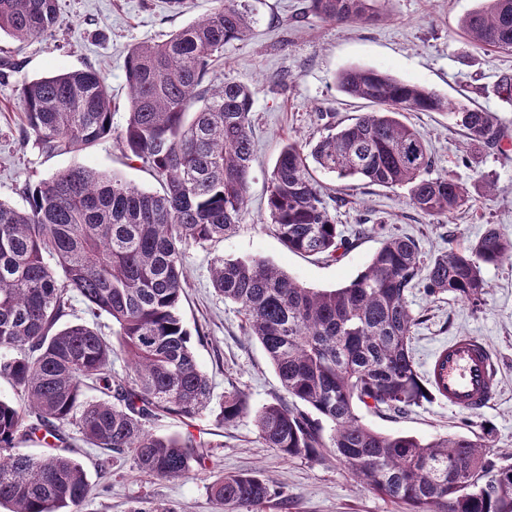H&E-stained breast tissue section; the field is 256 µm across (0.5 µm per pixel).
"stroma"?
<instances>
[{"label":"stroma","instance_id":"obj_1","mask_svg":"<svg viewBox=\"0 0 512 512\" xmlns=\"http://www.w3.org/2000/svg\"><path fill=\"white\" fill-rule=\"evenodd\" d=\"M62 26L55 36L24 41L0 35V58L17 61L19 70L0 79V201L23 209L25 182H38L75 166L117 175L139 188L160 185L141 163L126 158L118 134L128 111L125 59L142 42H158L209 14L215 0H187L183 13H169L163 0H58ZM253 23L246 40L225 45L217 63L225 78L254 92L251 134L254 160L245 213L224 241L191 248L188 287L181 315L189 331L204 341L192 348L219 404L226 393L241 392L248 416L217 426L212 413L185 425L176 418L157 421L160 435L202 434L214 442L210 476L262 474L273 495L259 512H403L394 502L358 484L341 466L305 457L291 460L263 447L252 414L283 399L278 377L257 340L247 338L236 304L214 292L210 261L260 256L305 286L331 289L365 270L388 235L407 236L423 256L478 239L487 225L512 238V101L499 90L502 76H512V52H495L471 42L458 29L460 18L479 0H381L380 20L337 24L307 13L309 0H247ZM99 68L112 95L113 137L93 149L45 158L22 145L18 106L22 81L62 72ZM348 67H374L398 79L425 86L449 103L470 104L497 115L508 138L505 149L467 146L463 130L444 112H407L403 122L424 137L433 159L432 176L453 175L470 193L466 207L448 218L414 208L406 188L377 186L363 179H338L315 169L314 177L330 211L352 247L332 261L321 255L289 251L279 239L267 209V186L282 147L291 141L316 142L328 126L347 125L370 111L368 102L344 94L337 73ZM499 191L486 197L485 180ZM487 290L474 306L455 295L429 294L416 284L407 297L417 319L409 344L419 373H426L436 349L456 336L483 340L499 366V389L481 412L452 410L429 398L394 416L358 407L365 424L384 433H406L429 440L467 434L489 426L491 451L512 458V260L483 268ZM74 449L94 494L81 512H129L150 496L175 504L180 512H216L208 478L159 481L140 472L131 458L103 467L104 452L83 443Z\"/></svg>","mask_w":512,"mask_h":512}]
</instances>
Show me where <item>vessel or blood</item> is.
I'll return each instance as SVG.
<instances>
[{
	"label": "vessel or blood",
	"instance_id": "vessel-or-blood-1",
	"mask_svg": "<svg viewBox=\"0 0 512 512\" xmlns=\"http://www.w3.org/2000/svg\"><path fill=\"white\" fill-rule=\"evenodd\" d=\"M427 378L449 407L477 412L495 396L498 368L489 347L473 336H457L434 354Z\"/></svg>",
	"mask_w": 512,
	"mask_h": 512
}]
</instances>
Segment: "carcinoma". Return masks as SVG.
Instances as JSON below:
<instances>
[{
    "label": "carcinoma",
    "mask_w": 512,
    "mask_h": 512,
    "mask_svg": "<svg viewBox=\"0 0 512 512\" xmlns=\"http://www.w3.org/2000/svg\"><path fill=\"white\" fill-rule=\"evenodd\" d=\"M374 2L310 0L308 11L366 23L380 17ZM59 26L57 0H0V33L25 40ZM250 27L245 0H217L205 18L128 53L121 144L162 194L72 167L24 183L23 211L0 202V375L20 397L0 398V507L8 512H79L90 498L70 429L115 459L130 456L157 480L207 471L211 443L191 432L161 436L152 424L168 416L190 423L210 407L212 386L180 303L189 249L224 240L244 213L254 92L218 74L215 61ZM460 29L478 45L511 51L512 0H481ZM337 84L378 110L321 137L310 150L320 168L405 187L432 217L468 203L453 177L431 176L423 136L398 116L448 110L470 145L498 148L505 134L494 113L450 108L436 92L376 68L344 69ZM19 98L22 142L46 158L112 136V100L95 68L27 80ZM268 189L272 223L289 250L334 258L349 247L297 143L282 148ZM511 259L512 239L492 224L477 241L429 259L414 239L390 235L364 271L332 290L307 288L261 257H213L215 292L239 305L244 334L262 345L291 399L255 413L262 444L288 459H331L406 512H512V464L490 454L488 431L425 441L376 431L356 413L363 404L402 414L427 398L409 347L417 319L407 293L417 281L476 306L486 288L482 268ZM75 297L85 317L66 322ZM102 316L117 343L98 330ZM119 351L129 367L121 377L112 374ZM247 414L243 395L230 392L216 421ZM34 439L49 451L18 448ZM208 490L219 512H253L271 497L258 471L220 475Z\"/></svg>",
    "instance_id": "carcinoma-1"
}]
</instances>
